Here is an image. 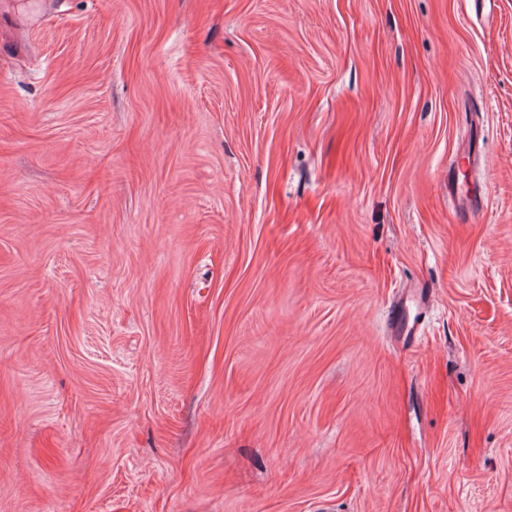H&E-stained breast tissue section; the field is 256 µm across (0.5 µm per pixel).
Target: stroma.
<instances>
[{"label": "stroma", "mask_w": 512, "mask_h": 512, "mask_svg": "<svg viewBox=\"0 0 512 512\" xmlns=\"http://www.w3.org/2000/svg\"><path fill=\"white\" fill-rule=\"evenodd\" d=\"M0 512H512V0H0Z\"/></svg>", "instance_id": "stroma-1"}]
</instances>
